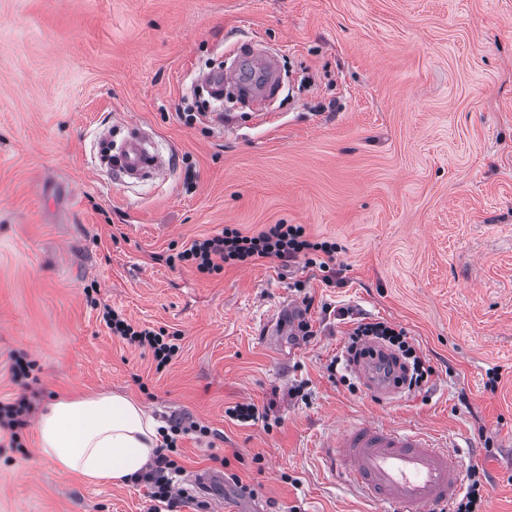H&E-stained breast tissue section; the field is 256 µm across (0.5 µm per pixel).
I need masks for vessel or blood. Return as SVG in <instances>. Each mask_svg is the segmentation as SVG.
<instances>
[{"mask_svg": "<svg viewBox=\"0 0 512 512\" xmlns=\"http://www.w3.org/2000/svg\"><path fill=\"white\" fill-rule=\"evenodd\" d=\"M234 54L257 63L253 79H243L235 67L205 74V81L217 92L230 82L250 97L270 98L278 83L272 61L250 48L235 49ZM147 160L140 143L128 142L118 170L132 176ZM355 371L374 391L389 395L396 390L383 358L365 359L356 364ZM329 455L367 497L385 505L387 512L444 510L463 489L462 451L434 443L410 427L373 422L351 425L333 441Z\"/></svg>", "mask_w": 512, "mask_h": 512, "instance_id": "b4317fda", "label": "vessel or blood"}]
</instances>
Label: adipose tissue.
Returning <instances> with one entry per match:
<instances>
[{"mask_svg": "<svg viewBox=\"0 0 512 512\" xmlns=\"http://www.w3.org/2000/svg\"><path fill=\"white\" fill-rule=\"evenodd\" d=\"M159 422L138 402L111 392L57 400L37 422L39 450L69 474L119 485L156 454Z\"/></svg>", "mask_w": 512, "mask_h": 512, "instance_id": "adipose-tissue-1", "label": "adipose tissue"}]
</instances>
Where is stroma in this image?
Masks as SVG:
<instances>
[{"instance_id":"35a3bbf8","label":"stroma","mask_w":512,"mask_h":512,"mask_svg":"<svg viewBox=\"0 0 512 512\" xmlns=\"http://www.w3.org/2000/svg\"><path fill=\"white\" fill-rule=\"evenodd\" d=\"M247 42L276 59L274 99L186 124L202 68ZM133 125L164 177L96 164L100 130ZM227 224L335 241L338 283L275 259L166 264ZM93 284L132 324L180 332L166 369L101 323ZM306 296L314 338H269ZM363 317L408 329L426 384L388 402L331 378ZM30 391L38 412L111 391L207 427L178 441L177 512H382L327 454L362 420L463 449L482 512H512V0H0V400ZM247 402L266 424L227 416ZM19 436L0 440V512H149L144 485L64 474L35 425Z\"/></svg>"}]
</instances>
